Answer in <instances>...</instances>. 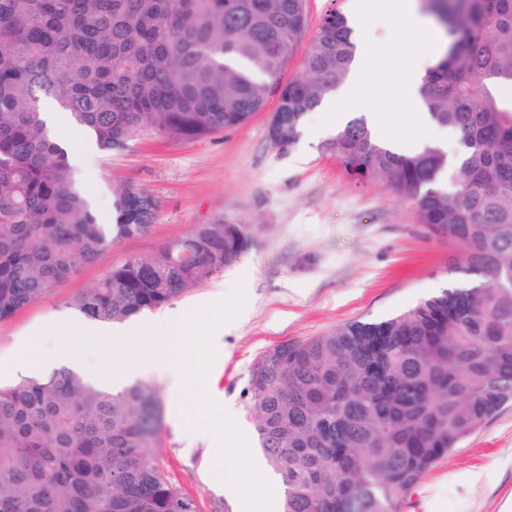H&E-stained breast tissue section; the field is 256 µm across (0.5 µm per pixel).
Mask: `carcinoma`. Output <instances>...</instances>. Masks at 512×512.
Segmentation results:
<instances>
[{
    "label": "carcinoma",
    "instance_id": "carcinoma-1",
    "mask_svg": "<svg viewBox=\"0 0 512 512\" xmlns=\"http://www.w3.org/2000/svg\"><path fill=\"white\" fill-rule=\"evenodd\" d=\"M418 2L447 37L420 97L457 153L435 142L398 153L362 117L319 150L410 201L452 247L457 279L255 362L245 394L281 512H402L438 460L512 403V98L493 93L512 83V0ZM306 24V0H0V320L155 219L124 186L113 222H99L44 101L110 154L146 136L240 127L275 94L270 141L289 149L357 50L350 19L332 10L301 75L280 84ZM251 242L248 224H198L151 258L113 265L71 305L123 323L220 274ZM161 417L141 381L108 390L63 366L0 384V512H195L152 461Z\"/></svg>",
    "mask_w": 512,
    "mask_h": 512
}]
</instances>
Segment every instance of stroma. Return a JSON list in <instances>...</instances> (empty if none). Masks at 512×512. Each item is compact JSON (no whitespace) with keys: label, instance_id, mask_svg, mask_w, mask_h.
<instances>
[{"label":"stroma","instance_id":"obj_1","mask_svg":"<svg viewBox=\"0 0 512 512\" xmlns=\"http://www.w3.org/2000/svg\"><path fill=\"white\" fill-rule=\"evenodd\" d=\"M352 14L351 0H307V27L282 80L300 71L314 33L331 9ZM277 107L265 108L243 126L198 140L146 137L107 155L92 136L62 130L69 154L79 157L74 176L96 201L101 223H111L116 189L134 185L155 198L154 223L142 236L122 240L85 265L49 296L0 321V382L21 375L25 344H37L49 367L66 349L97 367L111 344L101 336L82 340L87 328L70 298L95 286L127 257L149 258L186 238L198 224L229 218L252 225L253 242L237 262L165 305L190 328L195 315L228 296L244 281L246 305L217 331L223 360L205 382L186 385L173 397L155 375L147 383L162 401L163 416L153 461L195 503L196 512H243L237 494L215 482L208 437L196 434V395L218 393L224 410L256 442L244 391L255 361L276 345L324 335L344 323L401 311L437 293L451 280L448 244L430 237L411 203L386 182L359 184L319 143L330 127L322 112L309 113L304 131L282 152L268 137ZM512 504V405L440 459L407 497L404 512H507Z\"/></svg>","mask_w":512,"mask_h":512}]
</instances>
